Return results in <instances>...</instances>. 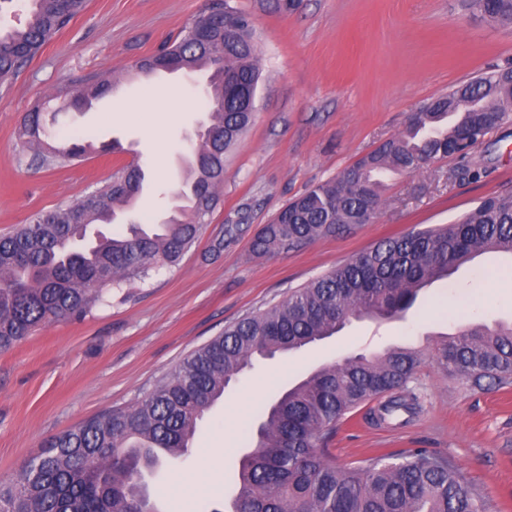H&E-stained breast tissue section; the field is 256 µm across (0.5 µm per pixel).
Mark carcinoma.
I'll use <instances>...</instances> for the list:
<instances>
[{"label":"carcinoma","instance_id":"carcinoma-1","mask_svg":"<svg viewBox=\"0 0 512 512\" xmlns=\"http://www.w3.org/2000/svg\"><path fill=\"white\" fill-rule=\"evenodd\" d=\"M30 2L24 25L0 31V85H10L86 7V0ZM469 7L512 25V0H469ZM228 11L237 24L226 40L218 16ZM205 22L212 26L208 39L188 29L133 67L149 80L157 72L192 73L208 65V130L198 135L190 179L177 191L186 205L154 229L131 224L124 235L90 241L92 225L115 219L142 190L143 168L125 166L93 194L38 212L0 236V353L48 322L79 318L109 301L112 291L178 266L197 242L221 202L225 159L253 119L231 90L254 97L261 78L252 18L231 0H214ZM112 86L90 75L65 106L80 111ZM511 121V67L453 88L411 113L402 133L283 206L255 234L251 253L274 256L368 223L380 211L386 173L417 172L451 152L461 163L458 174L477 177L486 165L474 161L475 148ZM18 137L37 149L41 162L66 165L87 153L83 143L59 149L49 142L36 110L26 113ZM247 220L245 206L214 251L234 242ZM488 252L512 254L511 192L484 198L449 224L382 239L286 301L225 327L132 407L106 411L49 440L14 479L0 482V512H145L148 506L160 512L145 474L162 464L163 454L173 460L191 454L204 416L257 359L332 336L353 318H398L428 285ZM438 336L430 357L471 387L512 378V322L466 324ZM422 359V350L410 346L348 356L262 402L258 423L242 425L249 451L238 460L228 512H481L479 494L446 457L387 453L354 468L328 460L336 423L366 401L390 396L370 411L379 423L400 411L415 413L414 396L394 393L409 391Z\"/></svg>","mask_w":512,"mask_h":512}]
</instances>
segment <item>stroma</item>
Masks as SVG:
<instances>
[{
    "label": "stroma",
    "mask_w": 512,
    "mask_h": 512,
    "mask_svg": "<svg viewBox=\"0 0 512 512\" xmlns=\"http://www.w3.org/2000/svg\"><path fill=\"white\" fill-rule=\"evenodd\" d=\"M255 21L262 80L254 118L229 156L222 202L177 268L113 292L83 318L43 325L0 354V480L13 478L43 444L111 408L134 405L193 350L228 324L268 306L386 237L445 224L483 198L512 191V125L491 131L476 154L490 155L477 179L457 177L448 157L385 179L373 222L273 256L249 251L254 234L289 200L403 132L412 112L491 70L512 67V27L473 14L467 0H233ZM204 0H87L10 86L0 88V235L34 214L71 204L138 162L148 174L136 210L166 217L201 119V79L132 80L83 114L64 109L89 74H126L188 26ZM43 114L51 141L87 135L94 150L65 168L39 165L17 138L22 116ZM249 219L224 251V227ZM512 321V255L486 253L428 287L403 319L351 322L293 354L255 364L225 393L252 416L262 400L309 372L395 343L425 345L428 334ZM413 388L420 410L401 427L376 424L368 407L347 414L329 443L336 465L424 448L448 457L481 496L485 512H512V383L473 388L424 363ZM223 408L202 422L194 451L149 474L161 512H201L230 499L234 453L224 451Z\"/></svg>",
    "instance_id": "1"
}]
</instances>
